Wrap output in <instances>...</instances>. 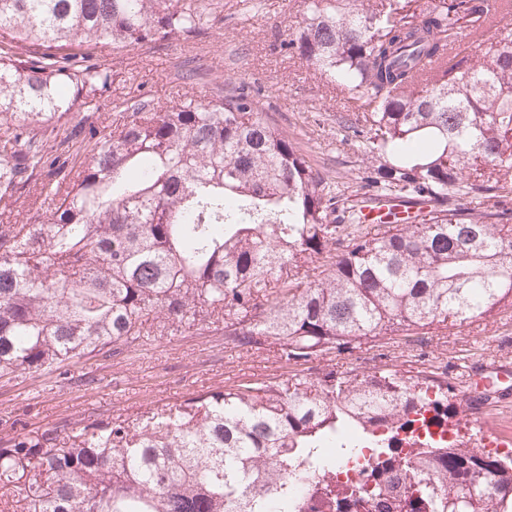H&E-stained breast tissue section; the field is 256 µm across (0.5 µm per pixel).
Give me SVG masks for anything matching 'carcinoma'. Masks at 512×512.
<instances>
[{
	"instance_id": "cac0c4a2",
	"label": "carcinoma",
	"mask_w": 512,
	"mask_h": 512,
	"mask_svg": "<svg viewBox=\"0 0 512 512\" xmlns=\"http://www.w3.org/2000/svg\"><path fill=\"white\" fill-rule=\"evenodd\" d=\"M281 44L366 112L365 192L338 182L229 82L207 97L82 112L119 54L200 34L201 0H0V379L120 352L168 325L224 322L284 364L512 306V0H301ZM25 214L17 213L20 200ZM419 382L326 364L132 420L0 445L24 512H300L344 503L336 459L366 443L427 468L432 512H512V459L458 441L400 457ZM390 426L385 437L374 425ZM309 480L304 477L293 488L298 499L304 501V510L300 512H338L335 503H328L313 496L308 487Z\"/></svg>"
}]
</instances>
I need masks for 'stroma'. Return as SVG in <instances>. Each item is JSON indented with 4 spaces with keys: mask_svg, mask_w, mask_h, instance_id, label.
I'll list each match as a JSON object with an SVG mask.
<instances>
[{
    "mask_svg": "<svg viewBox=\"0 0 512 512\" xmlns=\"http://www.w3.org/2000/svg\"><path fill=\"white\" fill-rule=\"evenodd\" d=\"M299 2L217 0L199 36L120 54L103 47L114 83L99 98L102 111L115 113L130 95L155 101L177 92L200 97L225 79L244 82L260 88V111L286 130L315 167L355 182L362 149L337 125L336 116L358 111V103L327 87L305 60L280 48L296 31ZM494 361L512 365V314L491 318L482 331L457 330L443 342L430 335L403 336L397 346L371 342L338 358L343 367L365 375L385 366L408 376L431 370L458 394L471 373ZM320 368L315 360L289 366L269 351L232 349L220 329L184 327L120 354L94 351L52 371L0 380V444L46 429L65 434L93 420L132 419L241 380L313 378ZM480 416L485 425H477ZM480 416L467 409L454 419L462 440L472 446L484 445L488 429L512 428V403L489 406Z\"/></svg>",
    "mask_w": 512,
    "mask_h": 512,
    "instance_id": "1",
    "label": "stroma"
}]
</instances>
